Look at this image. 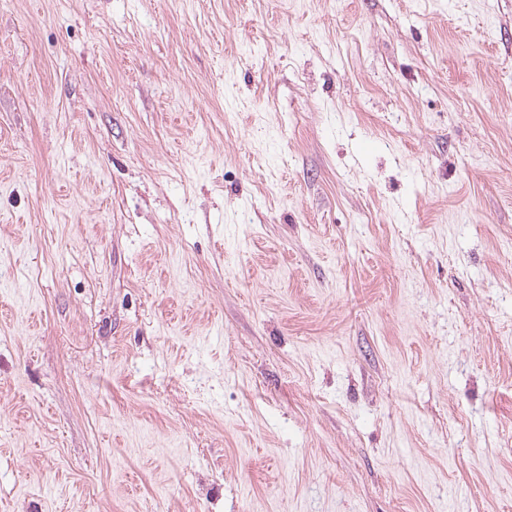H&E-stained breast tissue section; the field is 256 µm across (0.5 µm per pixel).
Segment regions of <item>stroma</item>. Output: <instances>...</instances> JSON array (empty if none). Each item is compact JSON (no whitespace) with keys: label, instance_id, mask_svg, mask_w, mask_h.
Returning a JSON list of instances; mask_svg holds the SVG:
<instances>
[{"label":"stroma","instance_id":"obj_1","mask_svg":"<svg viewBox=\"0 0 512 512\" xmlns=\"http://www.w3.org/2000/svg\"><path fill=\"white\" fill-rule=\"evenodd\" d=\"M0 512H512V0H0Z\"/></svg>","mask_w":512,"mask_h":512}]
</instances>
